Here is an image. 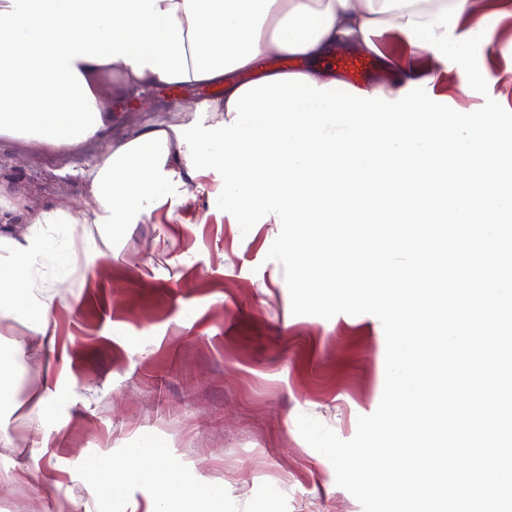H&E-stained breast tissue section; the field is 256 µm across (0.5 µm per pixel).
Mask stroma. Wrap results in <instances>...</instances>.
Listing matches in <instances>:
<instances>
[{
  "label": "stroma",
  "instance_id": "obj_1",
  "mask_svg": "<svg viewBox=\"0 0 512 512\" xmlns=\"http://www.w3.org/2000/svg\"><path fill=\"white\" fill-rule=\"evenodd\" d=\"M471 52L488 96L512 110V16L495 48L475 40ZM457 85L451 73L436 92L451 106L488 97H462ZM209 96L206 87L156 88L114 106L107 137L65 156L0 137V194L29 208L81 203V170L94 155L169 119L176 103ZM188 189L187 201L132 219L88 270L61 274L53 347L17 322L0 332V349L21 365L11 377L18 393L53 385L60 370L71 375L50 419L0 402V512H147L159 493L138 469L157 446L185 486L224 489L217 500L177 501L176 512H363L297 418L355 435L383 393L381 322L293 315L283 268L266 258L277 217L245 234L217 207L219 182ZM115 466L125 473L111 495Z\"/></svg>",
  "mask_w": 512,
  "mask_h": 512
}]
</instances>
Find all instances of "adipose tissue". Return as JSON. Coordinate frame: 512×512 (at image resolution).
<instances>
[{
  "label": "adipose tissue",
  "mask_w": 512,
  "mask_h": 512,
  "mask_svg": "<svg viewBox=\"0 0 512 512\" xmlns=\"http://www.w3.org/2000/svg\"><path fill=\"white\" fill-rule=\"evenodd\" d=\"M481 0H0V136L32 127V141L68 152L108 127L113 102H128L162 85L223 87L211 100L207 124L227 121L228 102L243 75L272 76L268 58L305 61L306 75L323 85L335 72L316 61L340 53L382 58V94L397 99L410 83L455 72L460 91L475 96L487 74L471 58L470 37L449 38L448 25L475 21L485 46L495 31L479 21ZM394 34L407 51L395 59L375 38ZM197 106H176L171 120L137 133L85 171V207L65 204L25 213L22 238L0 235V320H22L49 335L55 301L42 269L54 262L75 271L74 257L99 253L61 229L78 224L111 228L147 216L167 199L188 200L191 180L186 145L176 127L191 124ZM155 448L139 471L160 484L151 512H171L170 502L191 496L219 498L221 487H185L173 467H159Z\"/></svg>",
  "instance_id": "obj_1"
}]
</instances>
